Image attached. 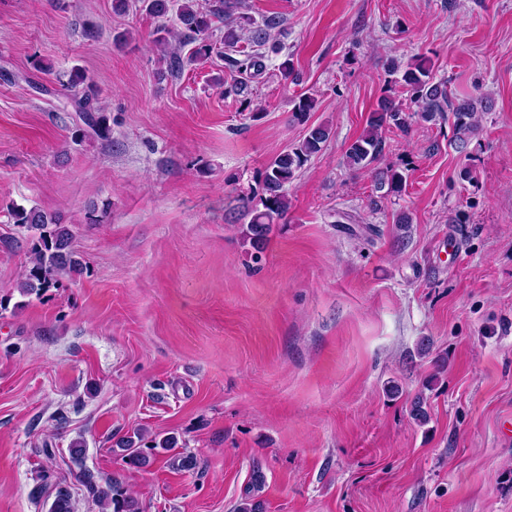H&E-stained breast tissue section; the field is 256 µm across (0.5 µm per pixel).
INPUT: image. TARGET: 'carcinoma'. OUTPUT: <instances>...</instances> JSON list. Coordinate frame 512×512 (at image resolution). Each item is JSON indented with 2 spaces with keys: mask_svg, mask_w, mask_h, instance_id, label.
Returning <instances> with one entry per match:
<instances>
[{
  "mask_svg": "<svg viewBox=\"0 0 512 512\" xmlns=\"http://www.w3.org/2000/svg\"><path fill=\"white\" fill-rule=\"evenodd\" d=\"M141 3L150 17L161 21L156 29V42L168 48L163 55L164 75L176 78L186 67L205 63L216 56L224 60L225 68L230 72V80L224 81V93L241 95L249 87L248 79L266 70L268 52L277 54L281 50L272 37V31L282 24L279 16L264 17L262 23L251 30V35L245 37L243 27L234 22L228 0H141ZM262 47L269 51H260ZM387 72L392 76L387 82L389 91L394 93L396 88H401L415 105V110L407 112L394 96L381 98L368 120L366 131L346 149L349 168L359 170L376 162L383 150L381 130L390 125L405 130L415 116L436 123L444 121L445 113H450L454 145L461 152L467 149L471 136L479 129L478 114L490 108L489 100L465 97L450 101L446 85L436 79L432 63L423 58H413L406 63L392 59L387 63ZM63 87L80 121L77 135L87 131L100 139L110 138L108 118L86 72L72 68ZM316 106L314 97L301 95L295 102L293 117L303 120ZM330 135L331 129L326 125L309 128L302 141L287 147L264 167L260 174L262 193L241 198V208L250 217L247 236L256 252H262L275 225L288 222V185L311 157L322 151ZM403 183L405 176L401 172L388 169L379 173L377 185L380 189L386 187L399 192ZM9 216L12 223L32 232L30 268L17 286L20 294L38 296L45 289L56 287L61 278L84 273L86 266L72 248V231L59 217L38 208L19 206L10 207ZM410 417L419 425L430 421L426 401L420 394L411 402ZM143 438L144 434L139 430L119 442L130 463L148 466L166 453V464L173 470L190 471L197 467L196 456L174 452L177 445L174 437L154 438L150 445L142 448L139 443ZM69 452L80 469L82 483L102 509L106 512H139L138 503L125 494L118 479L112 477L100 482L84 467L83 438L73 440Z\"/></svg>",
  "mask_w": 512,
  "mask_h": 512,
  "instance_id": "carcinoma-1",
  "label": "carcinoma"
}]
</instances>
